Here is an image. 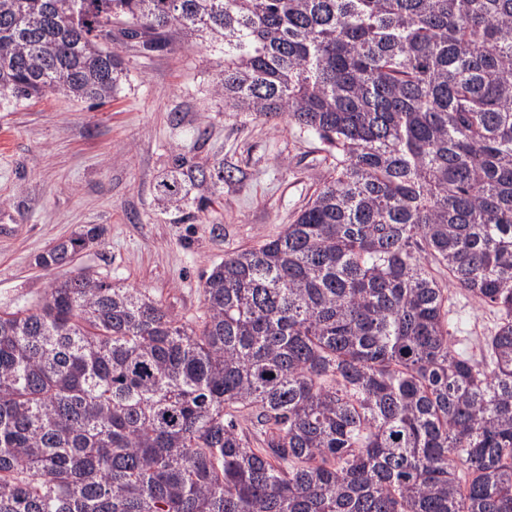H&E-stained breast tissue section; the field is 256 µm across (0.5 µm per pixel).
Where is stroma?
Wrapping results in <instances>:
<instances>
[{
    "mask_svg": "<svg viewBox=\"0 0 512 512\" xmlns=\"http://www.w3.org/2000/svg\"><path fill=\"white\" fill-rule=\"evenodd\" d=\"M130 76L98 107L57 94L0 109V311L43 302L55 279L89 271L138 288L186 320L202 306V275L224 256L278 235L322 184L324 145L280 123L226 110L212 92L219 49L178 36L148 54L113 46ZM220 158L238 181L207 212L173 223L155 184L175 155ZM101 239L68 265L38 257L83 228ZM471 353L494 308L459 296Z\"/></svg>",
    "mask_w": 512,
    "mask_h": 512,
    "instance_id": "1",
    "label": "stroma"
}]
</instances>
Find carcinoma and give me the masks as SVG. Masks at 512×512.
<instances>
[{
    "label": "carcinoma",
    "mask_w": 512,
    "mask_h": 512,
    "mask_svg": "<svg viewBox=\"0 0 512 512\" xmlns=\"http://www.w3.org/2000/svg\"><path fill=\"white\" fill-rule=\"evenodd\" d=\"M110 27L224 49V106L332 162L194 321L93 273L0 312V512H512V0H0V107L112 100ZM233 181L187 152L155 190L181 224ZM457 301L463 310L466 323L462 333L454 336H467L469 352L479 358V349L483 336H488L496 323L495 309L489 306H480L464 295H457Z\"/></svg>",
    "instance_id": "cac0c4a2"
}]
</instances>
